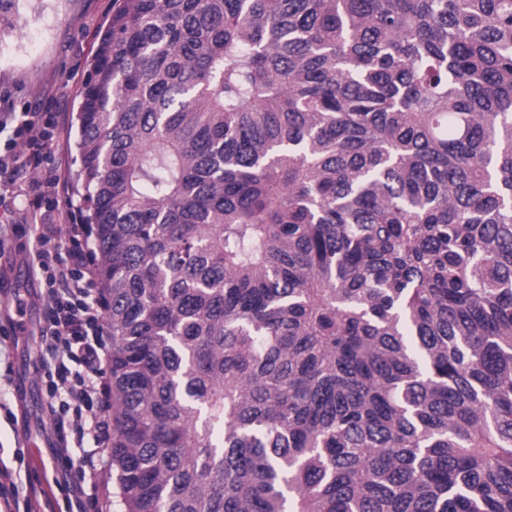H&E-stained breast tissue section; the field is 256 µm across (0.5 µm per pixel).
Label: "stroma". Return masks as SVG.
Here are the masks:
<instances>
[{
	"label": "stroma",
	"mask_w": 512,
	"mask_h": 512,
	"mask_svg": "<svg viewBox=\"0 0 512 512\" xmlns=\"http://www.w3.org/2000/svg\"><path fill=\"white\" fill-rule=\"evenodd\" d=\"M113 0H18L11 24L0 32V113L31 112L59 115L60 136L40 164L29 163L21 147H9L10 131L0 132V158L14 171L0 178V225L26 223L28 186L39 170L60 178L44 215L48 224H76L82 219L76 181L75 127L81 92L102 33L112 18ZM30 233H18L0 255V281L10 287H31L28 264ZM0 361L10 364L11 378L0 383V400L21 405L22 421L0 415V448H21V472L44 485L55 512H68L66 495L54 484L62 467L50 449L56 435L45 410L35 343L0 349Z\"/></svg>",
	"instance_id": "stroma-1"
}]
</instances>
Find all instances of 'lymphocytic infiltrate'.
<instances>
[{
    "label": "lymphocytic infiltrate",
    "instance_id": "lymphocytic-infiltrate-1",
    "mask_svg": "<svg viewBox=\"0 0 512 512\" xmlns=\"http://www.w3.org/2000/svg\"><path fill=\"white\" fill-rule=\"evenodd\" d=\"M35 245L30 274L44 305L37 346L46 409L63 450L77 454L79 485L69 512H92L107 487L104 452L111 435L108 365L112 338L91 279L92 257L81 224H43L31 214ZM0 512H53L36 485L22 486L9 458L0 456Z\"/></svg>",
    "mask_w": 512,
    "mask_h": 512
}]
</instances>
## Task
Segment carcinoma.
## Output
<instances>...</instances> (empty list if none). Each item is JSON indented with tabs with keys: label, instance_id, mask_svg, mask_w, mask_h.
I'll return each mask as SVG.
<instances>
[{
	"label": "carcinoma",
	"instance_id": "carcinoma-1",
	"mask_svg": "<svg viewBox=\"0 0 512 512\" xmlns=\"http://www.w3.org/2000/svg\"><path fill=\"white\" fill-rule=\"evenodd\" d=\"M77 116L124 512H512V0H117Z\"/></svg>",
	"mask_w": 512,
	"mask_h": 512
}]
</instances>
